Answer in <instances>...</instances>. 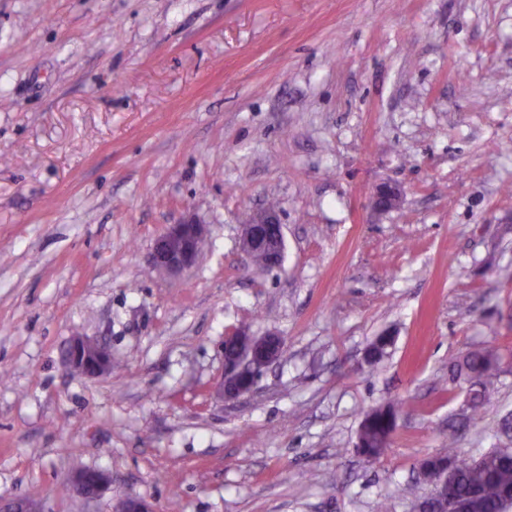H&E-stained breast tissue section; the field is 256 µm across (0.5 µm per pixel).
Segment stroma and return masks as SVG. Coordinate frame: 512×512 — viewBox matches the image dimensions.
<instances>
[{"instance_id":"obj_1","label":"stroma","mask_w":512,"mask_h":512,"mask_svg":"<svg viewBox=\"0 0 512 512\" xmlns=\"http://www.w3.org/2000/svg\"><path fill=\"white\" fill-rule=\"evenodd\" d=\"M383 183L403 198L378 213ZM272 202L282 264L243 267L242 215ZM190 213L197 265L152 272ZM504 268L512 0H0V497L412 512L449 424L470 457L512 413ZM242 326L284 351L226 402ZM76 335L109 346V375L69 372ZM484 348L503 364L473 424L449 366ZM397 401L367 460L365 412ZM81 467L112 475L91 507L62 487Z\"/></svg>"}]
</instances>
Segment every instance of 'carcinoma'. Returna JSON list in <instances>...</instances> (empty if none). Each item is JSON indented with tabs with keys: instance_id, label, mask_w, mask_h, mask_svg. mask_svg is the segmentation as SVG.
<instances>
[{
	"instance_id": "cac0c4a2",
	"label": "carcinoma",
	"mask_w": 512,
	"mask_h": 512,
	"mask_svg": "<svg viewBox=\"0 0 512 512\" xmlns=\"http://www.w3.org/2000/svg\"><path fill=\"white\" fill-rule=\"evenodd\" d=\"M501 359L491 350H473L462 359L461 370L468 383V420L480 419V410L486 400L488 387L497 378ZM397 416V405L389 403L385 409L368 412L361 424V442L357 452L370 460L381 458L390 447V433ZM457 430L448 426V452L423 459L420 467L434 474L448 472V512H453V501L468 504L470 512H512V448H491L480 453V462L470 463L461 456L454 443Z\"/></svg>"
}]
</instances>
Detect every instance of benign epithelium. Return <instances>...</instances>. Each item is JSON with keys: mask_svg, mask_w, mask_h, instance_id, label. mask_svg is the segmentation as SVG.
Wrapping results in <instances>:
<instances>
[{"mask_svg": "<svg viewBox=\"0 0 512 512\" xmlns=\"http://www.w3.org/2000/svg\"><path fill=\"white\" fill-rule=\"evenodd\" d=\"M399 187L384 184L377 187L371 205L378 211H390L400 205ZM210 234L209 225L193 214L181 222L170 224L160 234L146 256L147 264L165 274L178 275L196 265L200 247ZM240 249L244 257L266 256L270 268L281 265L284 253L282 224L274 209L252 214L249 223L242 225ZM228 340L235 344L234 355L224 360V374L213 394L222 400H235L254 391L268 366L283 352V340L274 334L254 336L244 328L233 330ZM69 370L87 378H101L112 370V353L106 345L86 336H73L63 352ZM67 484L87 502L100 500L112 488V475L95 469H78L67 476ZM0 512H43L39 502L27 497L0 501ZM114 512H159L156 506L142 498H126L117 503Z\"/></svg>", "mask_w": 512, "mask_h": 512, "instance_id": "1", "label": "benign epithelium"}]
</instances>
